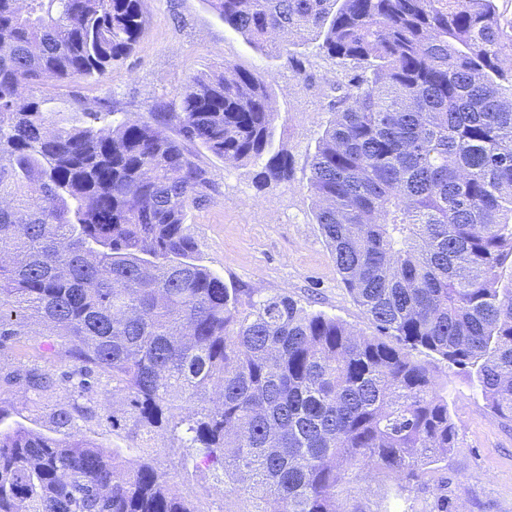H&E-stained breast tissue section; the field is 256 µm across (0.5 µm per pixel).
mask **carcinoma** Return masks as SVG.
Wrapping results in <instances>:
<instances>
[{
    "label": "carcinoma",
    "instance_id": "obj_1",
    "mask_svg": "<svg viewBox=\"0 0 512 512\" xmlns=\"http://www.w3.org/2000/svg\"><path fill=\"white\" fill-rule=\"evenodd\" d=\"M206 2L302 80L306 35L346 73L309 188L378 336L197 263L185 218L212 181L181 140L261 159L275 113L260 76L226 61L188 78L177 111L132 120L101 101L58 124L43 81L127 58L141 0H0V343L47 327L83 399L53 414L65 439L0 430V512H211L178 490L204 468L230 486L217 512H364L342 507L352 482L422 483L455 445L416 351L472 371L512 421V19L497 0ZM289 171L276 154L258 176ZM102 375L144 432L169 433V463L80 435ZM15 381L38 397L57 378Z\"/></svg>",
    "mask_w": 512,
    "mask_h": 512
}]
</instances>
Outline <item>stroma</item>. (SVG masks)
Masks as SVG:
<instances>
[{
    "mask_svg": "<svg viewBox=\"0 0 512 512\" xmlns=\"http://www.w3.org/2000/svg\"><path fill=\"white\" fill-rule=\"evenodd\" d=\"M145 27L134 52L100 81L75 78L46 81L52 119L74 123L100 100L118 111L147 114L156 103H179V91L192 75L232 63L266 80L276 111L270 153L283 152L291 170L287 180L259 183L261 163L232 165L197 144L187 151L210 174L212 199L189 210L187 226L201 264L223 277L230 288H253L265 295L285 294L303 306L338 318L355 332L376 330L348 293L315 220L316 199L308 188L310 162L326 127L334 120L329 103L336 71L314 42L298 53L309 62L308 80L296 76L286 57L256 49L225 26L206 0H142ZM44 335L29 332L0 347V428L18 426L53 434L54 412L71 404V383L56 384L40 397L3 382L7 373L38 367L58 374L74 371L64 355L44 353ZM436 380L448 392V411L457 430L454 448L425 483L399 489L393 481L369 474L352 485L351 499L366 512H430L447 496L455 512H512V422L487 404L473 374L443 363ZM92 400L94 419L79 421L82 434L105 450L125 449L138 459L148 449L153 459L168 458L171 441L147 434L137 425L127 400L113 394L110 378H101Z\"/></svg>",
    "mask_w": 512,
    "mask_h": 512,
    "instance_id": "stroma-1",
    "label": "stroma"
}]
</instances>
